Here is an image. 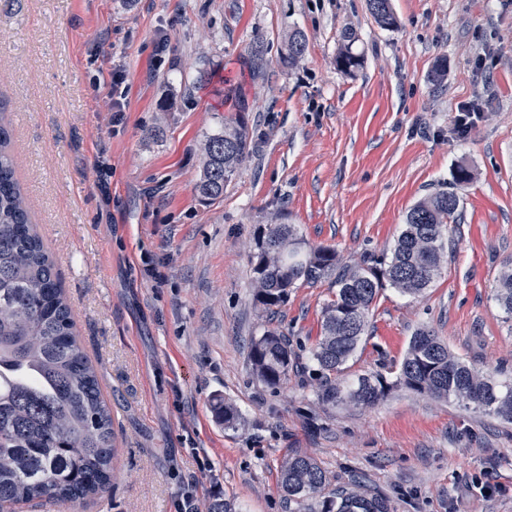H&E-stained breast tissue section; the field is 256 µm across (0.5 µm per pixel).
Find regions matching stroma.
<instances>
[{
    "mask_svg": "<svg viewBox=\"0 0 512 512\" xmlns=\"http://www.w3.org/2000/svg\"><path fill=\"white\" fill-rule=\"evenodd\" d=\"M391 4L395 29L367 0H0V101L17 177L112 410L117 452L99 496L31 512H178L188 492L208 512L216 486L240 512H288L278 477L291 448L334 484L384 494L391 512H512V425L400 389L371 408L332 409L298 377L273 390L248 366L251 337L270 326L307 357L336 291L305 285L275 317L263 313L249 276L259 226L287 218L357 265L389 253L410 208L454 187L464 165L474 178L457 189L462 219L440 277L416 298L380 291L343 376L395 380L421 327L478 370L512 371V322L494 300L512 260V0ZM347 27L364 59L351 74L336 67ZM295 30L307 49L286 67L279 51ZM241 100L253 152L223 197L201 199L205 137ZM470 101L483 117L462 138L452 119ZM223 397L236 427L215 417Z\"/></svg>",
    "mask_w": 512,
    "mask_h": 512,
    "instance_id": "obj_1",
    "label": "stroma"
}]
</instances>
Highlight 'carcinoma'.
<instances>
[{
  "instance_id": "cac0c4a2",
  "label": "carcinoma",
  "mask_w": 512,
  "mask_h": 512,
  "mask_svg": "<svg viewBox=\"0 0 512 512\" xmlns=\"http://www.w3.org/2000/svg\"><path fill=\"white\" fill-rule=\"evenodd\" d=\"M367 5L380 26H397L391 0H367ZM355 41L352 29L342 30L336 66L346 73L363 63L352 51ZM305 50V35L294 31L282 44L279 61L290 67ZM253 148L242 105L224 119L223 129L206 136L199 194L222 197ZM459 204L454 191L423 198L409 210L389 258L348 269L340 266L335 248L308 245L294 224L282 220L259 229L251 270L253 301L263 311L276 313L303 284L331 279L336 286L322 309L321 336L310 350L320 404L369 408L400 385L512 424V375L476 370L426 328L410 339L394 383L379 373L338 379L367 332L379 291L390 286L418 296L439 277L448 220ZM495 300L512 321V261L501 272ZM248 359L252 375L272 389L298 370L288 336L276 329L251 339ZM213 410L227 427L240 421L236 407L225 400H216ZM113 440L110 408L78 342L54 259L32 221L0 107V501H72L99 494L111 481ZM278 486L298 512H390L380 493L330 487L317 460L298 449L281 461Z\"/></svg>"
}]
</instances>
